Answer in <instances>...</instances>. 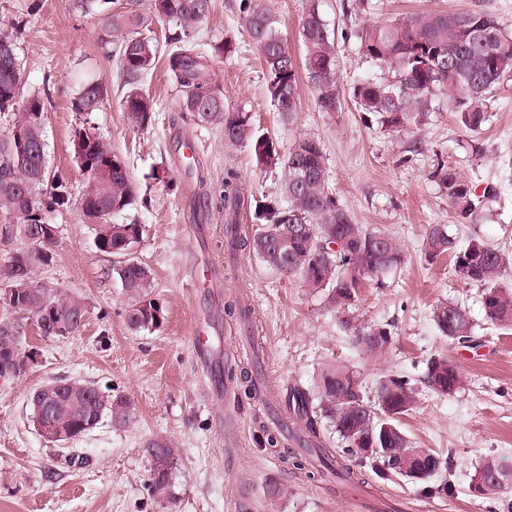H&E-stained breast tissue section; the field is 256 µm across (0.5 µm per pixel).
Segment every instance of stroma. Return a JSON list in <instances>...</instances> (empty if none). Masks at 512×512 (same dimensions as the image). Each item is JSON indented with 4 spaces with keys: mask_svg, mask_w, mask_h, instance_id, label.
I'll list each match as a JSON object with an SVG mask.
<instances>
[{
    "mask_svg": "<svg viewBox=\"0 0 512 512\" xmlns=\"http://www.w3.org/2000/svg\"><path fill=\"white\" fill-rule=\"evenodd\" d=\"M435 10H484L512 31V0H320L335 32L341 106L320 111L314 87L303 79L290 122L267 94L262 59L240 18L239 0H212L208 17L195 29L198 51L228 36L237 45L235 53L213 63L226 106L250 113L255 131L281 147L302 135L318 138L328 188L353 222L386 229L403 245L404 261L388 274L386 287L361 288L354 309L361 322L383 326L393 337L387 358L374 362L351 349L324 292L225 249L224 210L210 196L225 169L234 168L246 196L258 199L275 193L278 174L257 170L248 146L226 144L219 127L182 111L166 58L177 23L154 28L163 56L141 88L154 103L156 119L138 129L120 109L125 87L116 58L100 42L103 12H83L77 0H0V34L16 44L25 93H51L48 164L71 193V206L53 216L55 261L37 278L80 297L87 307L73 336L44 337L27 327L21 348L37 358L20 377L0 383V512H492L494 502L474 497L469 483L488 455L512 469V334L487 322L481 285L460 279L452 257L426 261L424 238L430 225L444 224L460 244L478 236L512 257V74L489 97V119L478 132L460 124L443 94L432 96L421 125L399 133L361 112L353 98L363 80L388 84L396 78L359 51L356 31ZM88 81L104 84L108 96L100 111L82 116L73 112L72 100ZM80 127L106 142L129 170L135 201L122 220L144 227L135 257L155 273L154 295L166 316L159 331L134 334L123 322L129 299L79 206L86 178L72 139ZM188 136L197 153L184 174L175 156ZM443 166L461 174L476 195L496 188L476 218L461 219L449 207L436 176ZM237 296L252 309L251 326L224 315L225 301ZM443 299L469 309L475 345H455L440 335L431 310ZM200 320L210 332V349L203 353L192 343ZM251 335L261 343V375L279 396L293 385L310 387L314 372L334 360L361 370L369 396L382 376L413 379L417 407L400 424L418 446L449 457L452 494L431 497L416 483L382 480L371 472L365 484L339 489L294 469L285 448L265 443L264 404L239 389H224V356L244 361ZM440 353L462 374L460 389L449 397L421 381L427 359ZM61 378L128 396L135 404L132 422L117 426L106 418L77 439L45 440L30 421V397ZM160 436L177 450L175 500L165 511L147 490L145 445ZM271 481L285 490L273 506L266 500Z\"/></svg>",
    "mask_w": 512,
    "mask_h": 512,
    "instance_id": "1",
    "label": "stroma"
}]
</instances>
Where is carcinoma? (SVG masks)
I'll return each instance as SVG.
<instances>
[{
	"instance_id": "cac0c4a2",
	"label": "carcinoma",
	"mask_w": 512,
	"mask_h": 512,
	"mask_svg": "<svg viewBox=\"0 0 512 512\" xmlns=\"http://www.w3.org/2000/svg\"><path fill=\"white\" fill-rule=\"evenodd\" d=\"M211 10V0H150L148 11L139 9L138 0L115 10L108 17L101 42L112 43L118 36L112 56L116 57L124 85L128 89L120 101L127 121L147 128L155 121V108L139 83L155 68L161 49L157 40L142 33L159 22H176L181 32L173 37L185 42L169 54L172 79L181 92L182 110L207 123L218 124L229 143H247L256 168L277 170V196L256 205L262 220L251 235L240 232L238 213L245 197L239 190L238 173L228 168L224 180L214 188L213 196L224 205L225 247L255 257L264 266L287 276H297L314 291L327 292L326 301L342 313L340 326L351 346L367 359L385 357L392 346L391 332L381 326L359 322L352 315L354 302L363 281L378 279L403 261L401 244L380 228H365L352 222L348 211L328 190L327 161L321 142L314 137L296 139L286 151L266 136H253L249 117L224 106V94L213 81L209 58H222L235 51L226 39L212 46L209 53L187 46L193 26ZM239 12L259 49L265 70L267 91L273 106L282 116L291 118L298 111L299 70L316 89L323 112H336L341 101L336 83V48L333 32L322 17L319 0H305L299 35L304 46L300 63L276 26V19L263 0H240ZM360 52L371 60L393 69L398 80L380 84L364 80L354 88L359 109L379 116L383 126L405 131L418 125L428 108L429 98L437 92L448 95L460 123L476 132L486 122L489 96L507 74H512V33L502 28L487 11H436L413 15L386 23L366 26L358 34ZM8 57L11 71L0 66V112L14 115L12 127L20 128L28 144L37 148L44 141L43 126L49 92L23 97L21 61L10 36H0V59ZM107 97L101 83L82 85L72 101V109L89 115L100 110ZM85 146L73 141L78 165L83 169L87 187L86 204L102 208L100 220L110 225L107 237L95 241L96 248L114 258L112 274L120 282L131 303L124 309L123 321L133 333L154 332L165 321L164 307L153 297V273L135 260L143 225L116 223L113 217L135 201V188L125 163L98 137L83 133ZM440 182L448 205L462 218L472 216L480 201L466 179L451 169H440ZM71 206V194L65 182L50 175L47 163L36 154L21 159L12 135L0 138V213L17 218L12 236L19 244L0 275V305L33 317L40 334L56 337L53 322L41 313L46 307L67 317L79 316L66 333L78 332L85 317L86 304L61 288L50 289L33 280L34 273L54 259L57 235L36 236L32 229L50 224V214ZM426 255L434 260L453 255L455 270L465 281L483 286L482 306L486 319L497 329L512 332V289L496 284L506 264L501 250L483 240L472 239L464 248L448 234L442 224L429 226L425 239ZM432 321L448 340L461 346L476 342L469 310L457 301H441L432 310ZM24 324L18 320L0 322V375L17 378L25 373L20 346ZM248 395L257 390L258 369L242 367L227 372ZM423 383L439 396H451L461 385L457 366L445 356H433L426 362ZM415 390L410 379L393 374L377 383L373 399L363 393L361 372L342 361L325 363L314 377L313 390L290 388L287 397L289 420L298 430L289 434L303 453L291 456L292 466L304 470L310 460L318 462L309 477H334L341 485L361 480V472L352 463L359 448H373L365 458L367 466L381 479L399 475L391 463L402 457L433 466L416 479L422 484L452 493L446 480L436 481L448 471V458L429 448H419L399 425L401 416L415 407ZM50 414L68 438L87 434L103 417L115 425L127 424L133 404L123 395L104 391L92 383L59 380L38 389L31 399V416ZM325 419L341 441L331 452L313 441L317 423ZM151 469L149 492L163 509L174 500L176 451L161 437L146 443ZM503 470L496 457L487 456L475 468L473 479L491 477ZM512 485V473L504 481L484 485L478 498L495 500Z\"/></svg>"
}]
</instances>
